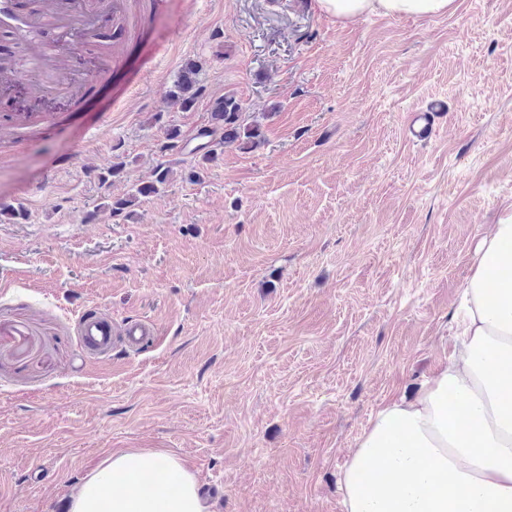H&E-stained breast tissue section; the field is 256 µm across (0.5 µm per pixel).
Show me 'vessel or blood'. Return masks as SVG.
<instances>
[{
  "instance_id": "1",
  "label": "vessel or blood",
  "mask_w": 512,
  "mask_h": 512,
  "mask_svg": "<svg viewBox=\"0 0 512 512\" xmlns=\"http://www.w3.org/2000/svg\"><path fill=\"white\" fill-rule=\"evenodd\" d=\"M132 30L129 0H0V99L24 100L17 111L23 125L34 106L77 108L109 79L120 43ZM86 46L94 49L90 67H73L68 55ZM155 333L141 319L117 325L92 310L79 316L81 346L95 355H109L118 345L139 350Z\"/></svg>"
}]
</instances>
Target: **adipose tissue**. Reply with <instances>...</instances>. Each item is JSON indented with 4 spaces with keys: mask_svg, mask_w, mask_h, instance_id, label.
<instances>
[{
    "mask_svg": "<svg viewBox=\"0 0 512 512\" xmlns=\"http://www.w3.org/2000/svg\"><path fill=\"white\" fill-rule=\"evenodd\" d=\"M348 23L371 14L434 17L455 0H316ZM512 211L479 243L456 316L458 343L416 395L378 409L338 481L343 512H512ZM174 473L165 502L145 495L136 473ZM71 512H212L195 474L152 449L113 452L72 495Z\"/></svg>",
    "mask_w": 512,
    "mask_h": 512,
    "instance_id": "adipose-tissue-1",
    "label": "adipose tissue"
}]
</instances>
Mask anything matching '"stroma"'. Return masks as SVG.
Instances as JSON below:
<instances>
[{
    "label": "stroma",
    "instance_id": "35a3bbf8",
    "mask_svg": "<svg viewBox=\"0 0 512 512\" xmlns=\"http://www.w3.org/2000/svg\"><path fill=\"white\" fill-rule=\"evenodd\" d=\"M227 93L265 143L192 182L166 131L194 135ZM160 162L164 193L113 220ZM0 205L24 213L0 220V512H67L126 448L178 456L214 512H343L351 449L447 362L512 205V0L346 25L315 0H154L79 111L0 120ZM90 308L157 336L86 354ZM198 85L199 68L195 63H187L170 90L171 102L178 105L181 111H190L197 100Z\"/></svg>",
    "mask_w": 512,
    "mask_h": 512
}]
</instances>
